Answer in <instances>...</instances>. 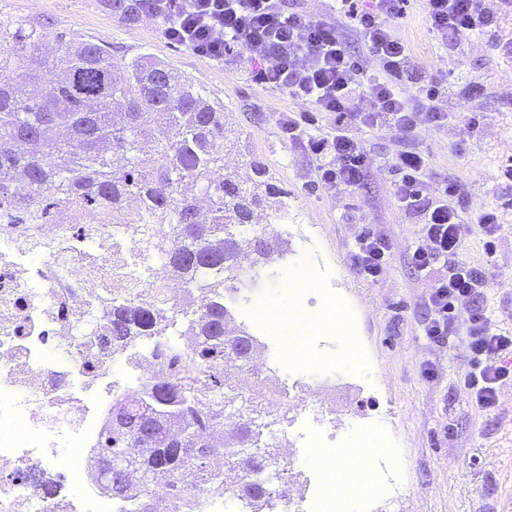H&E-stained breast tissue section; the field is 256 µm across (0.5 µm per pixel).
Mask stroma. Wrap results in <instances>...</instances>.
<instances>
[{
  "mask_svg": "<svg viewBox=\"0 0 512 512\" xmlns=\"http://www.w3.org/2000/svg\"><path fill=\"white\" fill-rule=\"evenodd\" d=\"M114 0H0V21L23 20L44 33L55 54L65 44L93 40L109 46L114 57L146 56L191 77L224 106V165L242 187L256 176L252 162H261L267 180L287 192L288 221L302 231L288 237L283 258L262 268L256 287L225 293L224 301L237 324L248 325L247 311L264 294L288 306L294 299L285 281L317 256L330 269L333 286L352 319L350 335L326 356V366L301 370L295 377V402L288 427V457L305 486L306 498L316 492L319 471L303 431L312 419L308 398L320 399L335 411L342 425L336 451L370 435L379 427L391 458L400 470L407 494L397 512H512V426L502 425L512 410V380L499 389L497 411H480L465 386L467 338L452 332L440 344L422 334L426 318L423 299L434 276L417 272L409 248L417 234L414 216L399 209L391 195L392 176L386 161L400 148L391 132L359 129L369 151L365 186L357 196L340 192L330 197L315 186V171L278 132V113L302 111L285 93L263 88L250 78L248 60L227 66L168 43L155 20L127 19ZM398 32L426 76L451 90L449 106L475 114L480 128L473 137L459 126L428 128L421 134L431 157L430 184L453 179L462 186L459 199L468 227L465 255L478 265L491 264L494 279L486 292L501 329L512 331V178L502 165L512 158V54L502 53L496 37L474 38L460 51L442 48L429 32L422 0H413ZM477 93H467L470 84ZM352 209H345V201ZM496 212L501 230L493 252L475 230L479 217ZM363 232L386 234L393 242L389 267L374 283L364 281L347 252ZM353 366L337 370L345 352ZM433 363L434 377L422 374Z\"/></svg>",
  "mask_w": 512,
  "mask_h": 512,
  "instance_id": "1",
  "label": "stroma"
}]
</instances>
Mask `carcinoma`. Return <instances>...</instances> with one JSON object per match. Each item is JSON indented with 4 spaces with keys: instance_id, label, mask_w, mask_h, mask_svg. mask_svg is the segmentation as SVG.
<instances>
[{
    "instance_id": "carcinoma-1",
    "label": "carcinoma",
    "mask_w": 512,
    "mask_h": 512,
    "mask_svg": "<svg viewBox=\"0 0 512 512\" xmlns=\"http://www.w3.org/2000/svg\"><path fill=\"white\" fill-rule=\"evenodd\" d=\"M42 45L40 30L20 24L0 46V194L26 209L76 198L114 213L142 211L171 241L165 275L182 281L189 305L194 295L202 302L183 323L196 347L168 342L169 373L140 403L120 407L98 455L140 473L143 512L161 481L174 512L198 510L189 492L204 474L210 490L224 494L221 459L236 472L245 510L268 512L272 494L300 491L280 439L290 408L279 403L269 375L256 380L264 404L240 395L238 375L260 343L235 324L224 292L237 290L241 254L268 264L286 252L288 242L272 225L248 228L256 210L282 209L280 192L263 180L243 189L224 173V112L191 78L145 56L118 59L89 41L68 45L46 79L24 66ZM20 81L29 86L24 96L15 91ZM202 194L212 203L206 215L197 202ZM108 319L112 347L125 350L165 330L168 316L164 301L153 300L115 303ZM147 409L182 431L185 457L137 444Z\"/></svg>"
}]
</instances>
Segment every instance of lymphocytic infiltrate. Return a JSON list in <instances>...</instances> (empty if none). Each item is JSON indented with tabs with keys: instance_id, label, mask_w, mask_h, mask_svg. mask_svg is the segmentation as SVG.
I'll list each match as a JSON object with an SVG mask.
<instances>
[{
	"instance_id": "obj_1",
	"label": "lymphocytic infiltrate",
	"mask_w": 512,
	"mask_h": 512,
	"mask_svg": "<svg viewBox=\"0 0 512 512\" xmlns=\"http://www.w3.org/2000/svg\"><path fill=\"white\" fill-rule=\"evenodd\" d=\"M411 0H329L325 17L288 10L283 0H133L138 16L157 20L171 43L197 55L233 65L249 59L254 83L281 91L302 104L299 112L276 118L281 136L312 163L317 184L330 196L357 191L368 166L359 128L398 135L401 147L388 161L391 194L406 212L416 214L417 236L411 265L420 272L442 263L423 305L422 325L429 341L442 342L456 321L468 338L466 386L472 402L486 412L497 407V388L512 380V334L497 329L485 303L489 268L472 265L464 253L465 222L458 208L460 186L443 181L432 189L430 159L421 132L451 123L474 136L476 116L464 117L448 105L445 89L425 78L397 26ZM426 22L439 43L455 51L467 40L497 32L503 14L486 0H424ZM354 32L361 55L344 37ZM335 114L332 131L316 126V113ZM393 245L384 234H359L348 260L364 280L377 281L390 264Z\"/></svg>"
}]
</instances>
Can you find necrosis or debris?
<instances>
[{
  "label": "necrosis or debris",
  "instance_id": "necrosis-or-debris-1",
  "mask_svg": "<svg viewBox=\"0 0 512 512\" xmlns=\"http://www.w3.org/2000/svg\"><path fill=\"white\" fill-rule=\"evenodd\" d=\"M159 225L65 200L38 216L0 206V512H129L99 478L97 448L118 400L147 392L160 352L182 332L186 292L166 279ZM157 297L171 320L124 361L103 316ZM38 470L44 499L27 485Z\"/></svg>",
  "mask_w": 512,
  "mask_h": 512
}]
</instances>
